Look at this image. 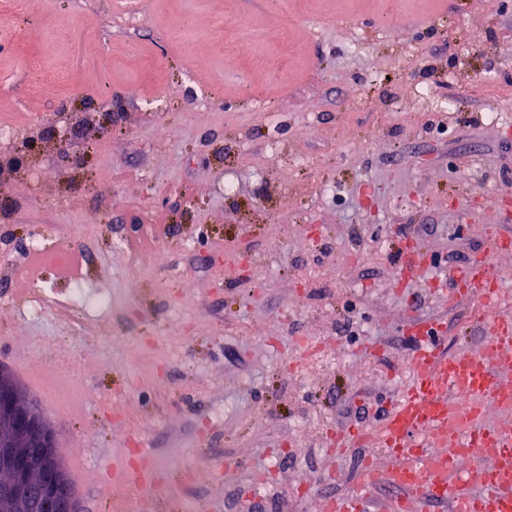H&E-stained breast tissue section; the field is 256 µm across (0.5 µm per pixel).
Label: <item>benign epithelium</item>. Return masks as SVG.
<instances>
[{"instance_id": "1", "label": "benign epithelium", "mask_w": 512, "mask_h": 512, "mask_svg": "<svg viewBox=\"0 0 512 512\" xmlns=\"http://www.w3.org/2000/svg\"><path fill=\"white\" fill-rule=\"evenodd\" d=\"M0 512H80L56 434L2 370Z\"/></svg>"}]
</instances>
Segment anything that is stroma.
Segmentation results:
<instances>
[{
  "label": "stroma",
  "instance_id": "stroma-1",
  "mask_svg": "<svg viewBox=\"0 0 512 512\" xmlns=\"http://www.w3.org/2000/svg\"><path fill=\"white\" fill-rule=\"evenodd\" d=\"M122 2L0 0V369L80 512H326L389 466L329 436L376 430L425 326L448 355L512 317V0ZM477 258L488 310L447 295ZM30 245L34 250L41 252L44 256L54 259H61L70 249L68 245L59 242L55 232L53 237L36 235L32 238ZM70 288L68 296L70 304L78 305L87 311L95 310L107 304V300L103 297L86 294L81 284H71Z\"/></svg>",
  "mask_w": 512,
  "mask_h": 512
}]
</instances>
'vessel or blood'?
I'll return each mask as SVG.
<instances>
[{"label":"vessel or blood","mask_w":512,"mask_h":512,"mask_svg":"<svg viewBox=\"0 0 512 512\" xmlns=\"http://www.w3.org/2000/svg\"><path fill=\"white\" fill-rule=\"evenodd\" d=\"M448 282L449 296L473 291L486 305L494 303L497 280L488 261L449 274ZM511 345L508 317L494 321L475 352L445 356L427 339L412 358L415 376L405 396L380 424L378 439L392 466L363 461L360 482L328 501L329 512H362L368 492L383 485L400 490L399 512H431L441 503L450 512H512V431L482 423L489 408L512 406V386L492 378L493 371L512 369V359L500 354ZM455 392L474 397L464 428L449 411L448 396ZM437 440L450 447L438 461L428 451Z\"/></svg>","instance_id":"obj_1"}]
</instances>
